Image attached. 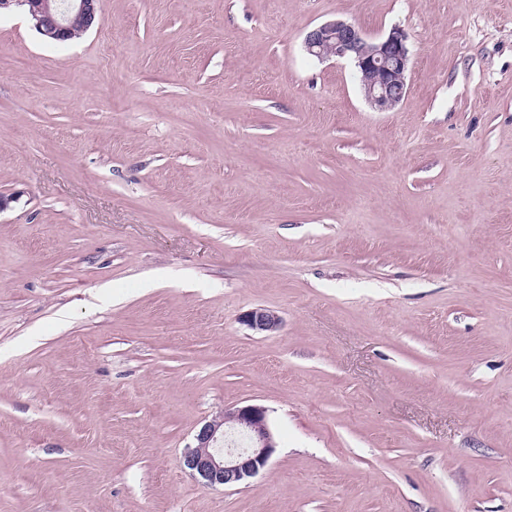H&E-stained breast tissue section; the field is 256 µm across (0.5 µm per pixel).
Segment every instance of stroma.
<instances>
[{
	"label": "stroma",
	"mask_w": 512,
	"mask_h": 512,
	"mask_svg": "<svg viewBox=\"0 0 512 512\" xmlns=\"http://www.w3.org/2000/svg\"><path fill=\"white\" fill-rule=\"evenodd\" d=\"M101 12L0 13V512H512V0ZM333 18L404 29L396 108ZM247 404L276 453L204 488ZM13 4L25 5L36 31L55 43L79 39L75 27L86 33L102 21L100 0H1L0 13ZM407 39L405 32L395 27L385 38L372 41L355 25L334 19L311 29L305 36L304 49L320 61L350 59L365 100L383 112L393 109L407 94ZM242 321L251 330L256 332H271L277 330L281 325L279 315L268 309H254L244 314ZM229 419L214 417L195 435V444L183 456L184 466L206 487L233 486L257 475L278 448L275 433L265 407L255 404L236 407ZM229 430H237L245 448H224Z\"/></svg>",
	"instance_id": "1"
}]
</instances>
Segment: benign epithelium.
<instances>
[{"mask_svg":"<svg viewBox=\"0 0 512 512\" xmlns=\"http://www.w3.org/2000/svg\"><path fill=\"white\" fill-rule=\"evenodd\" d=\"M14 4L26 6L36 31L55 43L74 39L77 26L86 32L102 21L100 0H0V11ZM304 49L320 61L351 60L365 100L377 111L391 110L406 97L410 50L399 28L372 41L349 22L328 20L306 34ZM242 322L256 332L275 331L281 325L276 312L262 308L244 314ZM230 414L229 420L206 421L183 456L184 466L206 487L246 481L267 466L278 448L265 407L249 404Z\"/></svg>","mask_w":512,"mask_h":512,"instance_id":"7a95c632","label":"benign epithelium"}]
</instances>
